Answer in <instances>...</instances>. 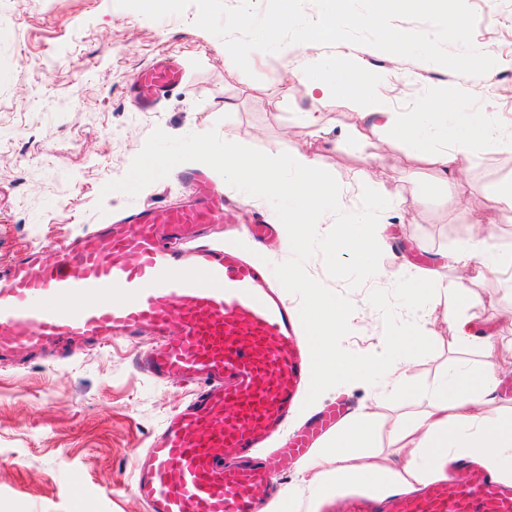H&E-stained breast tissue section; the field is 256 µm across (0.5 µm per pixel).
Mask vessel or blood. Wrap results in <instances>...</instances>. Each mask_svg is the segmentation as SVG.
<instances>
[{
	"label": "vessel or blood",
	"mask_w": 512,
	"mask_h": 512,
	"mask_svg": "<svg viewBox=\"0 0 512 512\" xmlns=\"http://www.w3.org/2000/svg\"><path fill=\"white\" fill-rule=\"evenodd\" d=\"M180 81L166 58L141 70L142 110ZM194 182L186 201L128 209L120 229L101 224L58 245L51 260L26 250L1 268L0 361L22 365L49 352L67 360L112 339L156 337L137 368L182 380L191 397L137 458L136 495L147 512H260L274 475L305 457L347 406L331 404L280 439L309 380L299 315L260 258L230 248L182 253L179 242L224 217L223 193ZM462 470L414 497H340L332 512H512V483L477 463Z\"/></svg>",
	"instance_id": "1"
}]
</instances>
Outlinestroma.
Wrapping results in <instances>:
<instances>
[{
  "instance_id": "stroma-1",
  "label": "stroma",
  "mask_w": 512,
  "mask_h": 512,
  "mask_svg": "<svg viewBox=\"0 0 512 512\" xmlns=\"http://www.w3.org/2000/svg\"><path fill=\"white\" fill-rule=\"evenodd\" d=\"M238 7V0H172L164 12L147 13L138 0H0V265L27 245L44 246L52 258L55 243L111 223L130 207L183 199L190 185L170 175L134 197L105 196L101 188L127 173L154 129L176 137L214 129L269 155L314 154L348 189L351 207H360L366 186L390 199L379 221L390 227L392 249L374 280L351 291L327 274L322 257L306 265L364 315L342 340L346 354L379 348L386 334L425 313L423 302L400 296L405 270H436L451 292L472 288L482 299L476 331L499 325L498 280L470 283L448 256L471 238L463 210L484 206L487 193L512 182V94L500 91L512 85V0H449L467 21L464 43L448 41L439 15L415 12L377 15L374 25L348 35L372 70L389 64L379 28L406 30L427 49L425 59L403 64L387 89L397 111L470 87L472 110L498 113L502 141L475 143L469 166L449 181L406 146L388 144L384 131L353 127L346 107H335L336 125L326 133L298 120L304 86L290 74L334 45H307L285 61L256 54L225 68V43L258 39L255 25L230 26ZM474 49L490 70L466 65ZM161 56L180 64L184 81L151 110H139L134 78ZM211 178L232 198L238 222L230 232L212 225L202 244L222 246L228 233L241 239L259 214L277 223L267 200L224 185L219 173ZM418 182L426 195L415 209L409 199ZM436 315L443 320L437 339L401 349L410 374L402 393L385 392L381 378L364 376L320 393L319 404L342 397L357 409L378 405L387 416L423 409L449 362L477 357L453 341L458 310L441 307ZM153 345V337L141 336L85 350L60 366L43 357L0 367V512H147L134 492V461L189 399L181 382L136 368Z\"/></svg>"
}]
</instances>
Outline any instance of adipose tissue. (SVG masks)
Wrapping results in <instances>:
<instances>
[{
	"mask_svg": "<svg viewBox=\"0 0 512 512\" xmlns=\"http://www.w3.org/2000/svg\"><path fill=\"white\" fill-rule=\"evenodd\" d=\"M273 13L262 37L266 54L288 59L300 46L310 43L337 44L336 53L312 59L302 75L309 106L301 110L304 121L328 125V106L336 82H343V97L354 119L386 131L390 139L407 145L427 158L441 175L462 171L469 149L477 141H496L501 127L493 112L469 111L474 92L462 89L439 94L416 112L394 110L382 92L396 76L395 70L369 71L357 60L347 41L350 28L370 24V17L357 18L347 9V0H323L317 23L308 24L288 7L289 0H270ZM393 12L440 13L450 41H464V22L448 10V0H383ZM293 30L289 41L280 29ZM453 264L470 269L473 279L498 277L512 298V255L500 254L490 235L472 239ZM307 304L315 316L312 372L318 387L336 384L341 372L381 374L391 390L407 383L404 364L391 352H368L347 357L340 340L354 328L355 313L341 299H326L316 283H309ZM455 341L476 347L484 358L481 366L459 361L448 367L429 394L427 406L395 417L381 416L365 408L349 416L334 431L323 448L317 449L303 468L301 483L289 490V499L303 498L310 512L327 495L363 486L385 499L410 496L426 485L446 479L451 463L482 462L505 480H512V406L502 405L497 389L505 367L495 363L499 339L495 333L468 335L458 327Z\"/></svg>",
	"mask_w": 512,
	"mask_h": 512,
	"instance_id": "obj_1",
	"label": "adipose tissue"
}]
</instances>
